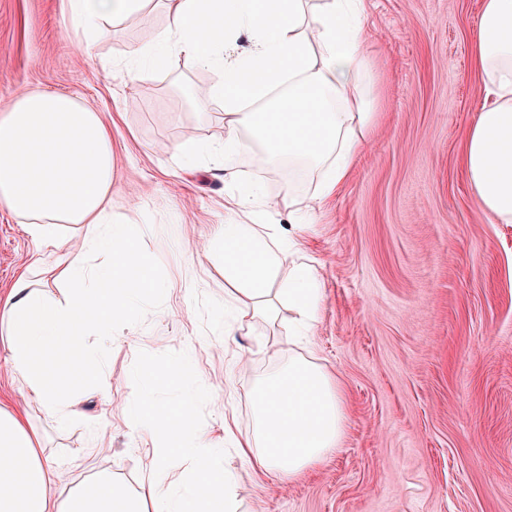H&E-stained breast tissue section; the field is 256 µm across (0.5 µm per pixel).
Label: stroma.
Returning a JSON list of instances; mask_svg holds the SVG:
<instances>
[{
    "mask_svg": "<svg viewBox=\"0 0 512 512\" xmlns=\"http://www.w3.org/2000/svg\"><path fill=\"white\" fill-rule=\"evenodd\" d=\"M482 0H368L366 44L380 63L378 115L341 189L313 200L321 174L289 182L250 153L241 181L262 184L279 224L303 223L323 297L311 355L344 391L341 448L293 482L259 479L229 452L240 512H512V224L473 195L461 167L483 93L471 46ZM168 24L151 0L131 24H112L80 49L66 0H0V110L25 89L74 94L112 122L114 186L139 226L138 249L162 301L146 300L112 337L102 377L87 387L79 419L58 427L8 372L0 338V408H23L41 455L61 462L58 483L97 474L140 490L151 446L123 408L152 387L220 435L233 418L252 435L249 392L272 353L287 354L292 311L256 319L234 335L212 323L224 301V263L207 250L223 223L222 179L176 168L178 143L224 138V106L194 104L220 73L176 58L130 80L112 67L130 46L153 45ZM312 199L290 213L289 197ZM40 248L0 206V294ZM188 361L189 378L176 372ZM222 396V409L209 395ZM106 424L103 445L89 431Z\"/></svg>",
    "mask_w": 512,
    "mask_h": 512,
    "instance_id": "35a3bbf8",
    "label": "stroma"
}]
</instances>
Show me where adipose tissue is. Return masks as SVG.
Returning <instances> with one entry per match:
<instances>
[{"mask_svg": "<svg viewBox=\"0 0 512 512\" xmlns=\"http://www.w3.org/2000/svg\"><path fill=\"white\" fill-rule=\"evenodd\" d=\"M149 2L68 0V6L76 30L87 33L102 22L133 21ZM164 2L167 27L153 47L129 50L127 72L140 78L183 57L224 74L196 94L201 106L223 102V142L179 143L171 157L181 168L219 167L233 188L210 248L223 257L224 278L234 286V320L242 326L265 314L264 302L276 292L295 314L293 335H312L320 297L315 261L267 220L260 184H237L235 162L249 141L271 167L321 170L320 200L346 180L378 102L374 61L362 49L370 26L365 0H320L313 7L307 0ZM242 37L249 49L226 60V47ZM473 57L484 104L462 166L483 207L498 223L512 224V0H483ZM113 166L111 125L77 96L25 90L0 112V206L41 245L63 246L66 225L84 229L79 246L54 266L70 289L65 301L23 278L0 296L8 370L61 426L79 416L71 393L101 371L105 355L89 337L111 336L146 297L167 292L134 246L135 225L116 214ZM98 253L104 260L97 264ZM287 263V281L271 290ZM250 402L255 431L236 448L258 475L294 481L341 444L342 389L304 357L259 378ZM124 412L132 431L151 436L145 495L108 474L51 491L54 465L39 456L34 431L21 412L0 409V512H142L146 500L152 512H235L233 477L224 468L232 425H225L224 440L212 439L153 390ZM176 465L182 474L172 482Z\"/></svg>", "mask_w": 512, "mask_h": 512, "instance_id": "obj_1", "label": "adipose tissue"}]
</instances>
